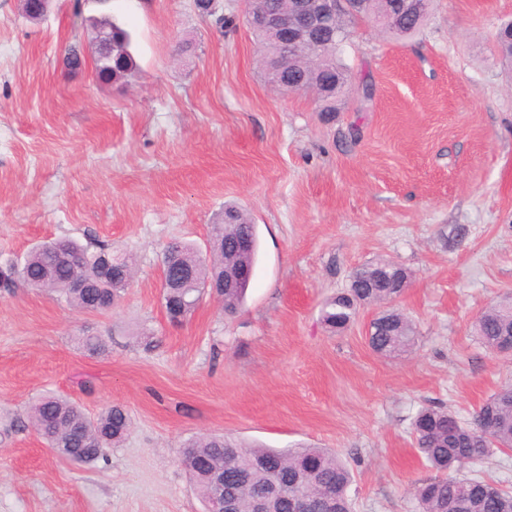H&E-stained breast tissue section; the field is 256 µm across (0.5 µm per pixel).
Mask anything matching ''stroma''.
<instances>
[{"label":"stroma","instance_id":"obj_1","mask_svg":"<svg viewBox=\"0 0 512 512\" xmlns=\"http://www.w3.org/2000/svg\"><path fill=\"white\" fill-rule=\"evenodd\" d=\"M220 3L233 28L194 0H50L37 20L0 0V267L62 236L136 260L105 314L0 288V512H203L178 451L211 432L334 450L355 512H417L431 474L417 412L466 419L512 382V355L473 329L512 297V65L496 42L512 0H434L405 38L356 27L332 117L265 83L243 0ZM102 15L132 34L130 82L95 74L88 20ZM228 203L258 228L246 303L227 317L206 299L172 327L162 249L177 238L206 250ZM377 261L410 274L397 305L418 338L398 359L368 345L378 307L340 332L320 321L351 272ZM87 333L105 337L104 355L79 348ZM48 392L92 415L125 406L130 436L93 468L49 455L26 416Z\"/></svg>","mask_w":512,"mask_h":512}]
</instances>
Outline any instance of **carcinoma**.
Masks as SVG:
<instances>
[{"instance_id": "carcinoma-1", "label": "carcinoma", "mask_w": 512, "mask_h": 512, "mask_svg": "<svg viewBox=\"0 0 512 512\" xmlns=\"http://www.w3.org/2000/svg\"><path fill=\"white\" fill-rule=\"evenodd\" d=\"M296 0H247V12L267 14L290 12ZM396 0H363L357 15L336 18L332 27L337 36L319 47V35L300 44L288 57V67L275 60L279 32L272 25L249 26L262 52L264 80L272 87L289 93L305 92L315 96L319 111H337L349 85V70L342 59L343 47L351 29L360 23L379 25L384 32L397 37L413 34L427 18L432 0H424V9L405 20L396 17ZM90 25L96 30L97 50L93 59L99 79L129 80L135 75L136 63L130 51L131 36L108 17H93ZM502 58L512 63V25H504L498 35ZM244 235L251 239L245 253H232L225 243ZM211 240L216 244L210 257L200 256L198 249L181 240H173L163 250L162 262L173 255L177 262L192 270L194 286L167 288L162 299L172 317L185 321L207 292L205 286L224 278V263L254 265L257 260L256 225L249 213L235 205L224 206V216L212 225ZM112 256V266L129 274L135 272L134 259L125 254L112 255V248L93 242L83 243L64 236L33 247L20 264L0 267V286L11 288L21 282L30 288L51 292L69 306L86 312H105L112 308V298H121L126 290L112 287V280L96 273L97 259ZM374 267L382 272L389 287L362 288L359 270L350 276L349 288L326 300L321 309L323 323L330 329H345L365 305L390 304L405 292L410 277L400 265L379 261ZM82 278L89 287L77 291L70 281ZM249 282L239 280L224 290L222 311L235 315L242 307ZM387 325L377 327L370 338V348L385 357L407 352L416 339L414 323L402 312L392 309L386 315ZM481 344L494 348L502 335L512 333V303L493 306L484 311L474 324ZM82 348L96 355L107 351L106 341L88 335L81 339ZM493 409L497 424L485 433L480 421L486 409ZM34 429L57 455L73 448L81 453V463L93 465L106 459L109 448L119 447L131 430V418L125 407L113 404L91 416L66 397L47 394L31 404L27 413ZM414 444L435 471V475L416 487L419 512H512V492L505 491L480 477H458L469 465H475L496 451L512 450V385H504L464 421L442 406L422 408L413 421ZM273 456L281 458L276 483L272 484L260 469V462ZM199 459L210 461L215 469L224 470V500L233 505V512H254L257 499L272 503L273 512H292V501L303 497L306 512H352L349 488L352 474L336 453L323 448L242 447L217 434H206L187 440L179 460L204 504L213 498L215 487L207 470L196 467Z\"/></svg>"}]
</instances>
